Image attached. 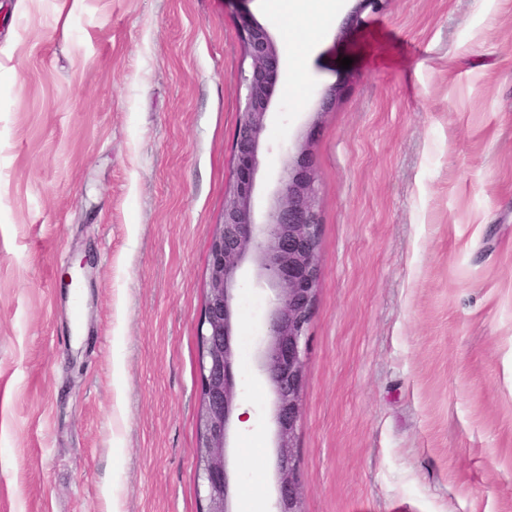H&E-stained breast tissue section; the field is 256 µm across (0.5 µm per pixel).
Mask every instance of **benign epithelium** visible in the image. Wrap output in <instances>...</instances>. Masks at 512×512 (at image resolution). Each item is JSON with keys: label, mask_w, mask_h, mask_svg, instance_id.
Returning a JSON list of instances; mask_svg holds the SVG:
<instances>
[{"label": "benign epithelium", "mask_w": 512, "mask_h": 512, "mask_svg": "<svg viewBox=\"0 0 512 512\" xmlns=\"http://www.w3.org/2000/svg\"><path fill=\"white\" fill-rule=\"evenodd\" d=\"M241 41L249 66L237 75L244 104L234 132V179L224 192V214L211 238L206 302L198 325L196 467L202 512H232L226 448L237 399L236 290L240 276L248 272L272 292L257 367L273 396L274 512H303L295 448L319 276L313 132L287 156L280 178L266 189L263 206H257L262 139L283 61L268 30L248 16L242 17Z\"/></svg>", "instance_id": "obj_1"}]
</instances>
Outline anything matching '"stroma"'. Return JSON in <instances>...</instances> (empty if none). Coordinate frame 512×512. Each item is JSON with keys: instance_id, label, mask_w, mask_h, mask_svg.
<instances>
[{"instance_id": "35a3bbf8", "label": "stroma", "mask_w": 512, "mask_h": 512, "mask_svg": "<svg viewBox=\"0 0 512 512\" xmlns=\"http://www.w3.org/2000/svg\"><path fill=\"white\" fill-rule=\"evenodd\" d=\"M356 6L247 4L284 61L258 180L309 133L319 189L303 510L512 512V0ZM243 65L228 0H0V512H201ZM269 298L242 279L232 512L274 509Z\"/></svg>"}]
</instances>
